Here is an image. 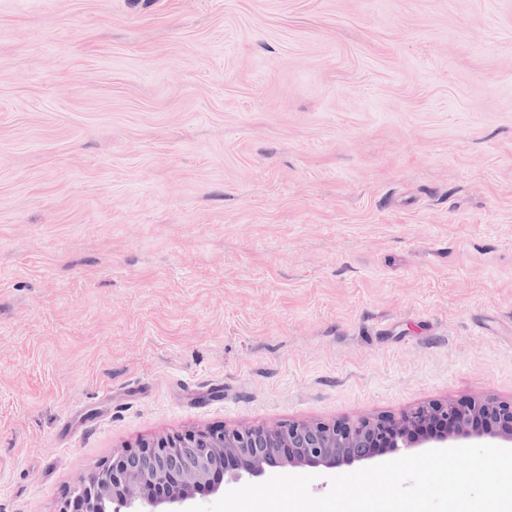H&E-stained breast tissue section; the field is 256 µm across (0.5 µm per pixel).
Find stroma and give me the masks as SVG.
<instances>
[{"mask_svg": "<svg viewBox=\"0 0 512 512\" xmlns=\"http://www.w3.org/2000/svg\"><path fill=\"white\" fill-rule=\"evenodd\" d=\"M464 398L512 401V0H0V512Z\"/></svg>", "mask_w": 512, "mask_h": 512, "instance_id": "obj_1", "label": "stroma"}]
</instances>
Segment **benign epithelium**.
<instances>
[{
    "label": "benign epithelium",
    "instance_id": "benign-epithelium-1",
    "mask_svg": "<svg viewBox=\"0 0 512 512\" xmlns=\"http://www.w3.org/2000/svg\"><path fill=\"white\" fill-rule=\"evenodd\" d=\"M437 418L451 421L452 430L425 429ZM475 419L485 422L483 430L471 429ZM382 436L391 439L395 452L423 445L446 448L463 440L512 445V403L469 398L421 405L397 419L189 429L112 454L76 490L74 500L82 512H99L109 499L120 512H158L163 504L178 508L204 486L218 491L226 476L238 480L245 474L260 477L268 468H335L369 460Z\"/></svg>",
    "mask_w": 512,
    "mask_h": 512
}]
</instances>
